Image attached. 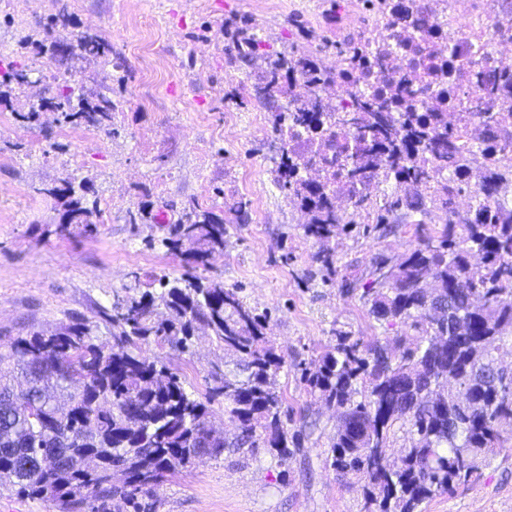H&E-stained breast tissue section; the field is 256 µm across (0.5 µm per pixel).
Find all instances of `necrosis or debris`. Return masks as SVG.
<instances>
[{"mask_svg": "<svg viewBox=\"0 0 512 512\" xmlns=\"http://www.w3.org/2000/svg\"><path fill=\"white\" fill-rule=\"evenodd\" d=\"M394 0H338L326 14L327 35L312 50L321 71L332 81L324 94L346 86L356 72L358 52L372 58L365 79L376 87L393 86L403 97L414 96L426 109L446 113L448 129L461 144L471 180L487 169L512 166V84L498 96L480 90L471 80H457L459 69L473 74L490 68L512 77V0H407L429 15L430 28L409 35L404 52L387 57L379 52L391 30ZM495 115L499 137L493 149H482L484 120Z\"/></svg>", "mask_w": 512, "mask_h": 512, "instance_id": "obj_1", "label": "necrosis or debris"}]
</instances>
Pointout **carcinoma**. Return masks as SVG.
<instances>
[{
  "mask_svg": "<svg viewBox=\"0 0 512 512\" xmlns=\"http://www.w3.org/2000/svg\"><path fill=\"white\" fill-rule=\"evenodd\" d=\"M391 40L384 50L405 45L403 33L423 30L430 18L403 3L394 6ZM68 18L57 15L21 36L37 35L39 54L65 68L73 62L105 67L112 42L92 33L68 38L56 31ZM249 23L234 34L236 57L252 67L256 98L271 109L278 133L273 182L299 201L308 216L306 236L322 245L316 259L336 270L328 247L336 228L349 225L336 211V196L355 211L372 209L367 186L383 177L393 187L377 208L385 214L406 207L421 211L425 196L413 185L434 170L470 188L473 213L448 212L440 232L427 235L402 260L373 261L362 298L377 321L404 327L392 344L337 334L336 348L324 351L304 372L311 395L336 408V432L325 462L341 477L365 483L366 512H419L426 500L468 481L481 456L500 447L499 422L512 421V373L499 368L496 353L512 334V202L499 200L504 179L490 170L478 186L460 167V145L448 119L421 111L383 91L374 95L353 82L344 90L347 107L310 95L291 108L297 81H326L311 45L296 46L291 60L270 63ZM33 65L0 64V106L27 123L57 112L66 124L112 132L117 103L110 89L78 97L49 86L36 101L21 102L34 83ZM353 137L307 164L294 143L317 154L336 128ZM39 192L62 201L61 228L96 231L99 202L61 180ZM224 220L191 203L169 225L160 244L198 267L224 252ZM112 303V344L84 323L58 332H33L0 354V487L55 503L61 512L85 505L91 512L139 508L167 478L200 456L227 448H265L285 463L300 446V431L288 428L285 397L277 376L286 361L266 333L267 316L255 312L234 288L214 277L133 276ZM204 326L224 348V371L211 372L210 397H224V415L237 433H214L206 403L188 393L180 374L157 357L144 355L143 341L181 353ZM411 443L391 460L385 454L397 433Z\"/></svg>",
  "mask_w": 512,
  "mask_h": 512,
  "instance_id": "cac0c4a2",
  "label": "carcinoma"
}]
</instances>
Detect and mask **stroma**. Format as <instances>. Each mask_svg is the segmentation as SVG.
Here are the masks:
<instances>
[{
  "instance_id": "1",
  "label": "stroma",
  "mask_w": 512,
  "mask_h": 512,
  "mask_svg": "<svg viewBox=\"0 0 512 512\" xmlns=\"http://www.w3.org/2000/svg\"><path fill=\"white\" fill-rule=\"evenodd\" d=\"M33 12L66 13L67 32L111 39V64L80 79L110 87L120 111L113 133L96 131L95 143L84 144L81 128L56 113L29 125L0 109V353L19 337L76 321L111 340L106 314L133 276L190 272L184 256L159 241L183 205L195 202L228 229L209 275L268 316L267 335L286 360L278 384L301 448L283 465L263 448L196 459L142 498L143 512H365L362 483L337 479L325 463L336 414L310 394L302 371L335 346L337 333L392 338L358 294L341 292L340 280L367 283L376 256L401 259L419 236L441 230L448 210L430 200L422 211L390 212L386 232L347 226L330 242L335 271L317 262L305 213L269 173L277 152L272 115L247 92L250 68L234 60L232 39L246 17L261 52L312 40L322 17L317 0H7L0 60L36 57V46L18 44ZM67 177L85 182L100 203L93 234L60 232L61 204L41 192ZM232 196L247 201V220L230 212ZM141 208L160 221L129 223L128 211ZM142 351L178 369L199 398L211 370L224 365L223 349L205 334L187 353L150 343ZM500 429L504 446L485 457L477 476L427 500L422 512H512V424Z\"/></svg>"
}]
</instances>
